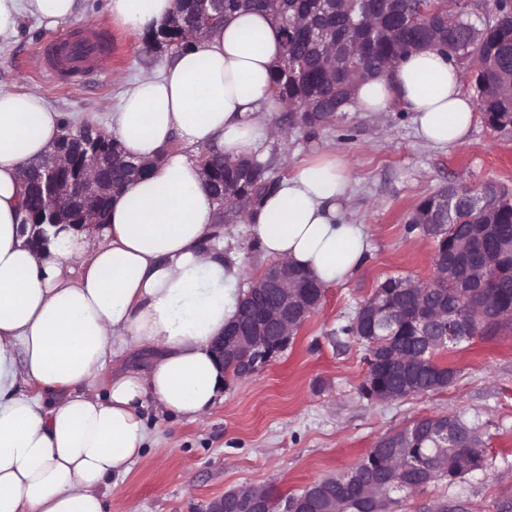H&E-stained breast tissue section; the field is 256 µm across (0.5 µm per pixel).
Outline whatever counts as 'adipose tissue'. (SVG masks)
Returning a JSON list of instances; mask_svg holds the SVG:
<instances>
[{
    "label": "adipose tissue",
    "instance_id": "ef3b65f1",
    "mask_svg": "<svg viewBox=\"0 0 512 512\" xmlns=\"http://www.w3.org/2000/svg\"><path fill=\"white\" fill-rule=\"evenodd\" d=\"M176 7L107 2L109 19L133 33L159 28ZM79 9V0H0V40L24 17L55 27ZM281 53L270 16L241 10L133 80L108 125L150 163L149 176L112 197L99 230L61 232L39 252L19 228L24 168L84 120L37 93L0 90V512H107L108 479L150 440L147 405L193 421L220 400L226 376L210 344L237 317L243 268L214 237L217 205L198 157L262 156L280 109L270 71ZM397 106L429 147L465 143L476 120L459 66L430 50L359 81L353 110L383 117ZM351 197L344 154L323 151L292 165L250 231L267 257L325 285L344 281L371 252L365 225L347 217ZM131 349L148 362L117 364Z\"/></svg>",
    "mask_w": 512,
    "mask_h": 512
}]
</instances>
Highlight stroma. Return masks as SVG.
Segmentation results:
<instances>
[{
  "label": "stroma",
  "instance_id": "stroma-1",
  "mask_svg": "<svg viewBox=\"0 0 512 512\" xmlns=\"http://www.w3.org/2000/svg\"><path fill=\"white\" fill-rule=\"evenodd\" d=\"M80 4L71 22L49 28L28 18L14 38L0 42V89L31 90L57 111L102 122L126 83L163 56L145 35L111 21L106 0ZM88 27L111 43L110 60L70 83H55L44 72L41 46ZM277 149L294 161L326 149L344 153L354 178L350 219L366 225L371 254L348 281L327 287L318 312L274 362L230 381L207 415L187 421L147 407L150 447L128 473L112 478L109 512H203L210 499L241 485L298 494L350 469L385 434L455 414L480 426L484 470L451 485H430L408 497L402 510L421 512L425 502L459 499L469 512H499L512 500V332L439 355L457 372L446 388L380 403L359 391L367 369L364 345L339 328L386 278L431 277L434 243L408 229L424 197L451 184L476 187L488 180L512 188V131L493 130L480 118L468 143L429 148L401 110L383 120L341 112L316 135L289 130Z\"/></svg>",
  "mask_w": 512,
  "mask_h": 512
}]
</instances>
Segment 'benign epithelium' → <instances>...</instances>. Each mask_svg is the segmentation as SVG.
I'll return each instance as SVG.
<instances>
[{
	"instance_id": "1",
	"label": "benign epithelium",
	"mask_w": 512,
	"mask_h": 512,
	"mask_svg": "<svg viewBox=\"0 0 512 512\" xmlns=\"http://www.w3.org/2000/svg\"><path fill=\"white\" fill-rule=\"evenodd\" d=\"M222 0H195V13L189 19L191 27L200 31L223 22L220 10ZM337 0H317L318 9L305 28L309 42L320 46L323 41L318 17L336 12ZM351 52L347 44L336 43L327 55L326 64L333 70H342L349 64ZM333 110V102L322 97L314 103L289 107L286 122L290 128H302L321 115ZM107 134L100 129L84 128L77 133L63 135L52 154L39 164L27 168L25 181L30 186L44 188L52 223L58 228L72 226L89 232L99 228V214L118 187L112 182V152L103 148ZM84 156L91 174L76 179H65L63 173L71 168L77 156ZM490 224H478L474 233L454 242L453 251L466 261L464 274L446 263L440 264L436 274L458 286L466 295L480 281L488 266L512 258V247L477 252V241L491 236ZM265 297L259 315L243 324L237 323L213 345L221 364L228 370H237L238 376L248 378L259 372L275 357V351L288 346L300 328L319 310L324 299V288L316 283H305L293 273L289 265L272 262L250 285ZM405 296L379 309L376 298L368 297L358 308L353 320V330L361 339H368L381 325L399 320L409 321L414 328V338L427 351L434 350L450 340H470L487 332L512 324V306H481L479 320H462L426 299L425 289L412 284L402 289ZM403 374L400 384L374 396L378 401H397L411 396L433 392L443 386V381L430 372L429 363L400 345L387 344L385 351L369 354L364 382H369L382 369ZM428 432L435 440L436 450L421 466L416 490L448 471L449 465L459 460L470 472L482 470L485 457L482 442L469 432L461 431L453 419L446 415L432 417L427 423ZM377 478L358 482L363 497L370 505V512H397L398 499L387 488L403 487L400 449L407 447L403 436L388 434L376 444ZM233 500L244 512H336V503L325 492L323 481H315L295 497L277 496L260 486L242 485L209 500L205 512H225L224 503ZM423 512H467L459 501L434 500Z\"/></svg>"
}]
</instances>
